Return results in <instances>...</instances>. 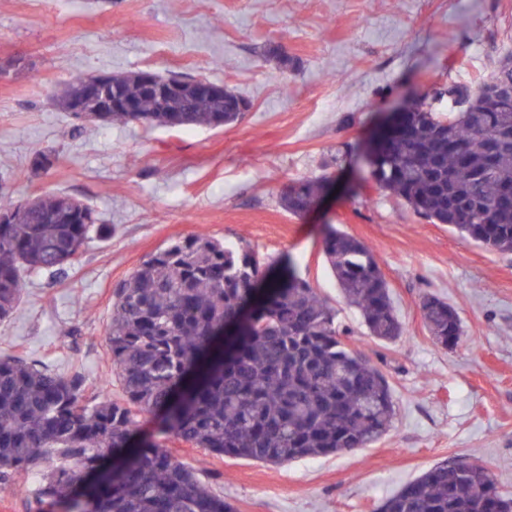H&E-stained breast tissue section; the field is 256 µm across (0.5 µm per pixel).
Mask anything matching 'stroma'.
Returning <instances> with one entry per match:
<instances>
[{
	"label": "stroma",
	"instance_id": "obj_1",
	"mask_svg": "<svg viewBox=\"0 0 512 512\" xmlns=\"http://www.w3.org/2000/svg\"><path fill=\"white\" fill-rule=\"evenodd\" d=\"M279 47L291 66L266 56ZM512 51V0H0V204L46 192L94 208L92 234L66 275L25 280L0 322V354L82 373L92 394L122 396L106 328L115 284L174 238L245 242L298 273L338 311L349 340L388 378L392 428L364 448L283 466L172 441L174 458L237 512H376L443 461L486 467L512 496V254L460 236L371 188V138L395 107L476 87ZM150 70L223 82L249 108L221 127L80 122L59 110L65 83ZM50 168H35L37 152ZM328 177L305 216L283 187ZM372 249L403 324L385 343L344 302L323 254L327 227ZM433 293L462 336L436 344L419 303Z\"/></svg>",
	"mask_w": 512,
	"mask_h": 512
}]
</instances>
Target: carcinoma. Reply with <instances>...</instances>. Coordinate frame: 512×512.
Masks as SVG:
<instances>
[{"label":"carcinoma","instance_id":"1","mask_svg":"<svg viewBox=\"0 0 512 512\" xmlns=\"http://www.w3.org/2000/svg\"><path fill=\"white\" fill-rule=\"evenodd\" d=\"M161 99L125 75L115 84L136 112L105 123L213 126L220 102ZM494 85L500 92L484 94ZM448 117L413 104L372 140V181L415 214L500 253H512V53L475 89H448ZM328 178L295 181L280 197L293 215L312 208ZM96 211L62 193L0 224V321L16 309L24 277L75 265ZM324 255L345 301L370 335L393 342L402 324L371 249L336 228ZM271 265L249 245L205 235L176 238L117 285L106 341L123 399L91 405L79 372L57 374L0 355V489L40 471L28 512H236L165 442L283 465L364 448L391 428L385 375L347 340L337 312L293 264ZM423 318L442 346L462 336L457 312L422 298ZM512 512L486 468L443 462L403 485L378 512Z\"/></svg>","mask_w":512,"mask_h":512}]
</instances>
